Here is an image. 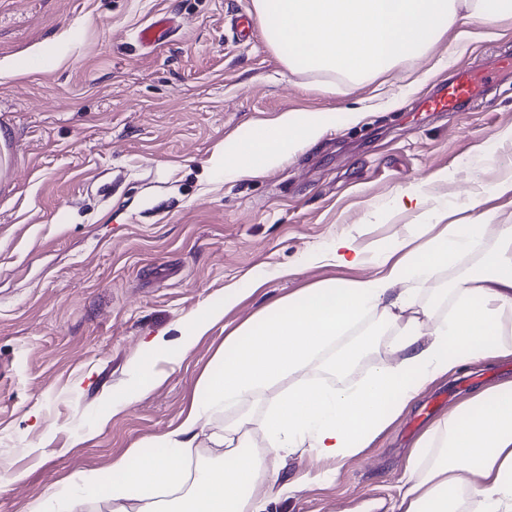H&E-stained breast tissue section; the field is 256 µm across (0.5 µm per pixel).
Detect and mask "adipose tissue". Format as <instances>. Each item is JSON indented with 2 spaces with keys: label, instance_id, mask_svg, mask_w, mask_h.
I'll return each instance as SVG.
<instances>
[{
  "label": "adipose tissue",
  "instance_id": "adipose-tissue-1",
  "mask_svg": "<svg viewBox=\"0 0 512 512\" xmlns=\"http://www.w3.org/2000/svg\"><path fill=\"white\" fill-rule=\"evenodd\" d=\"M257 17L290 70H312L356 83L391 75L419 58L449 29L466 31L512 14V0H254ZM326 112H285L246 127L210 161L236 180L278 167L326 131ZM396 207L419 213L413 239L381 251V272L298 290L263 309L224 338L179 425L153 449L107 469L78 473L74 494L50 488L33 512H78L85 496L112 493V512H266L272 493H289L278 466L236 447L247 420L212 435L216 461L193 462L192 439L218 409L245 402L298 374L316 359L346 374L363 354L339 341L368 313L394 330L389 360L357 384H307L271 404L259 428L275 459L313 450L344 464L361 454L437 378L487 358L512 357V227L483 250L478 272L450 290L454 306L437 317L417 301L418 286L480 248L486 227L451 223L422 190L397 195ZM481 249V248H480ZM230 287L220 304H204L180 340H153V359L174 361L191 350L242 299ZM478 512H512V383L479 392L430 428L413 449L392 512H461L464 495Z\"/></svg>",
  "mask_w": 512,
  "mask_h": 512
}]
</instances>
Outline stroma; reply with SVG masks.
<instances>
[{"mask_svg": "<svg viewBox=\"0 0 512 512\" xmlns=\"http://www.w3.org/2000/svg\"><path fill=\"white\" fill-rule=\"evenodd\" d=\"M169 16L168 43L138 31ZM478 39L448 33L389 80L349 87L292 72L253 0H0V512H29L51 487L99 471L173 430L226 330L273 301L331 280L376 276L380 246L412 236L418 216L395 196L421 188L459 220L512 226V16ZM485 77L454 112L423 101L457 68ZM327 112L324 135L257 178L224 180L210 157L242 127L281 113ZM360 121H348L349 113ZM441 180H432L434 172ZM362 266L317 258L336 237ZM271 277L180 360L163 382L103 419L156 338L176 341L201 305L252 271ZM512 380V359L439 379L342 468L303 448L282 478H305L267 512H386L422 433L475 394ZM277 384L210 418L260 422ZM336 470L335 479L318 475ZM22 481H15V474Z\"/></svg>", "mask_w": 512, "mask_h": 512, "instance_id": "1", "label": "stroma"}]
</instances>
